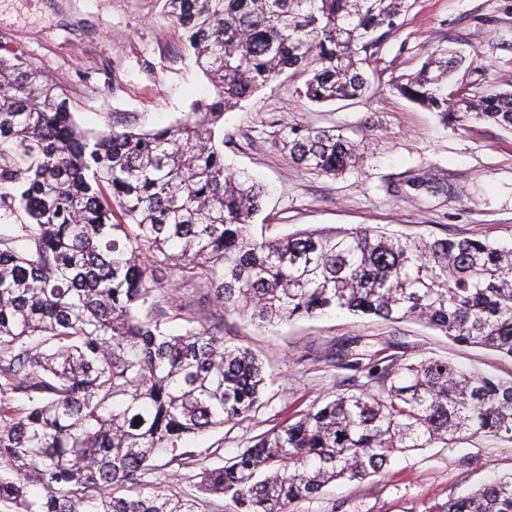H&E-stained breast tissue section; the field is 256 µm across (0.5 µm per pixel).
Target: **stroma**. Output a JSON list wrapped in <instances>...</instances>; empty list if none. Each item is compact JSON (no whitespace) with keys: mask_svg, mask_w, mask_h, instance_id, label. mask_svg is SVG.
Masks as SVG:
<instances>
[{"mask_svg":"<svg viewBox=\"0 0 512 512\" xmlns=\"http://www.w3.org/2000/svg\"><path fill=\"white\" fill-rule=\"evenodd\" d=\"M408 3L402 26L365 67L370 88L362 98L315 105L299 94L303 76L286 73L225 112L219 124L224 162L266 186L254 224L267 237L381 226L426 238L512 243V132L492 123H443L394 87L442 45L465 61L458 81L511 91L512 0ZM13 52L66 90L76 123L89 133L164 127L214 95L186 55L164 0H0V53ZM285 125L336 128L358 144L360 158L333 177L310 172L275 147ZM419 175L429 177V185L410 186ZM199 309L204 324L223 323L226 339L251 348L266 371L278 375L257 414L187 443L194 463L167 455L155 460L147 491L197 498L200 512H229L224 498L200 493L205 469L223 465L249 438L280 427L292 414L350 390L348 371L325 359L347 341L375 360L445 357L512 379V359L412 322L335 313L260 327L235 314L219 316L205 299ZM511 473L512 442L469 438L397 455L365 480L329 485L299 503L297 512H434L449 498Z\"/></svg>","mask_w":512,"mask_h":512,"instance_id":"obj_1","label":"stroma"}]
</instances>
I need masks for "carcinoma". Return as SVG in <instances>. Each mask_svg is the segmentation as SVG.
<instances>
[{
  "mask_svg": "<svg viewBox=\"0 0 512 512\" xmlns=\"http://www.w3.org/2000/svg\"><path fill=\"white\" fill-rule=\"evenodd\" d=\"M215 98L149 132L79 130L64 90L0 55V512H198L144 493L160 452L264 407L274 377L250 348L196 317V292L259 326L331 311L414 321L512 359V245L411 237L381 228L257 238L264 189L224 164V112L286 70L315 104L356 100L363 65L399 27L407 0H166ZM438 47L396 83L457 124L512 129V93L452 82ZM296 164L336 176L356 159L333 128L283 127ZM180 319L177 334L169 323ZM345 367L381 383L313 406L206 469L204 494L231 512H295L396 453L475 436L512 440V381L444 358ZM142 423L135 424V418ZM437 512H512V474Z\"/></svg>",
  "mask_w": 512,
  "mask_h": 512,
  "instance_id": "obj_1",
  "label": "carcinoma"
}]
</instances>
